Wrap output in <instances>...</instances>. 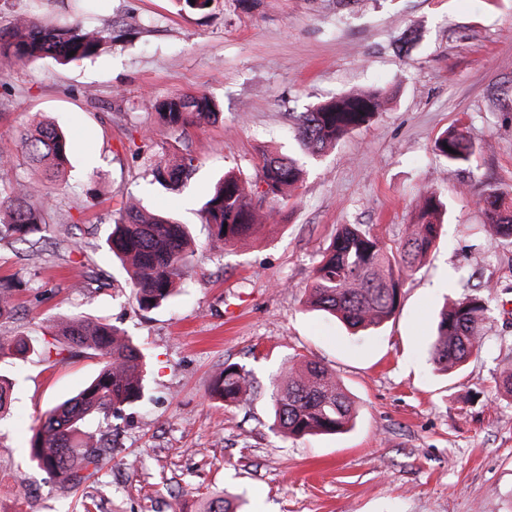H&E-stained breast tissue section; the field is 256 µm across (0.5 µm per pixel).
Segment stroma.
Segmentation results:
<instances>
[{
    "label": "stroma",
    "mask_w": 512,
    "mask_h": 512,
    "mask_svg": "<svg viewBox=\"0 0 512 512\" xmlns=\"http://www.w3.org/2000/svg\"><path fill=\"white\" fill-rule=\"evenodd\" d=\"M20 11L75 18L69 0H0V26ZM90 24L109 37L95 58H0V155L19 156L20 130L39 121L70 141L41 251L0 242V277L29 285L0 336L39 335L49 317L104 318L140 341L146 389L120 417L89 421L112 448L79 498L31 461L28 443L98 358L0 357L15 383L0 416V512H206L226 492L240 512H512V400L494 392L512 371V240L494 236L479 205L488 187L512 194V0H216L207 17L173 0H96ZM373 89L386 97L370 125L304 157L291 114ZM175 93L207 95L218 119L160 127L155 104ZM454 128L476 148L463 166L433 150ZM160 151L195 157L181 190L151 183L143 159ZM265 151L304 158L301 180L286 200L264 202L271 215L258 238L204 249L212 181L227 170L254 180ZM428 191L447 205L443 235L406 276L384 327L354 335L306 305L338 225L395 240ZM130 198L178 216L201 244L185 292L149 312L105 248L109 216ZM87 261L109 287L75 290ZM487 291L480 355L458 374L435 371L438 310ZM298 355L344 383L353 430L272 431L269 383ZM232 363L260 392L227 405L210 388Z\"/></svg>",
    "instance_id": "35a3bbf8"
}]
</instances>
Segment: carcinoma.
Wrapping results in <instances>:
<instances>
[{
  "label": "carcinoma",
  "mask_w": 512,
  "mask_h": 512,
  "mask_svg": "<svg viewBox=\"0 0 512 512\" xmlns=\"http://www.w3.org/2000/svg\"><path fill=\"white\" fill-rule=\"evenodd\" d=\"M104 31L86 27L78 19L54 25L35 17L19 16L0 30V56L17 62L52 58L65 65L96 56L106 43ZM380 106L378 94L334 97L295 117L294 131L304 150L318 156L336 145L344 134L369 122ZM159 119L170 130L217 118L216 106L204 95L173 94L159 104ZM22 157L43 171L35 181L0 176V240L12 238L33 249L34 236L45 228L49 203L69 152L65 134L52 124L39 122L22 136ZM435 151L448 161L470 162L474 144L460 131L442 133ZM453 152H448V149ZM195 158L186 153L170 164L156 159L149 164L154 180L171 190L181 187L194 169ZM303 169L290 156L264 153L256 181L249 183L233 172L219 179L201 207L210 228L209 246L222 249L257 237L265 228L262 204L283 196ZM489 223L498 235L512 239V206L496 192L482 195ZM442 207L432 193L421 198L418 221L406 224L400 237L387 246L372 229L341 224L312 269L307 302L349 329L377 330L395 314L401 298L402 275L414 272L431 252L441 234L435 223ZM105 244L127 267L138 306L150 311L171 303L194 267L196 250L187 225L165 218L129 201L113 215ZM13 295L0 285V320L11 318ZM487 306L481 296L466 294L438 313L430 349L435 370L461 371L484 345L483 323ZM38 340L18 335L0 341V355H24L40 350L45 361L65 363L83 354L100 359L91 382L74 397L45 413L29 441L30 458L63 489L76 491L102 469L109 444L104 434L87 428L90 417L116 416L141 400L146 363L138 345L117 326L101 319L74 317L52 322ZM257 393L252 373L243 366L227 365L216 379L211 396L226 402L247 400ZM272 429L289 437L341 434L354 424L356 409L336 373L320 363L301 358L289 362L271 393Z\"/></svg>",
  "instance_id": "carcinoma-1"
}]
</instances>
